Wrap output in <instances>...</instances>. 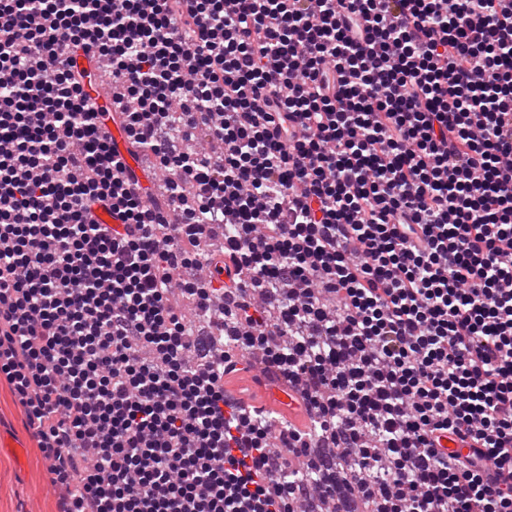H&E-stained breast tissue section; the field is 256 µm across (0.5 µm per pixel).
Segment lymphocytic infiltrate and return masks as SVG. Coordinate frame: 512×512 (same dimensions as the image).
<instances>
[{
    "label": "lymphocytic infiltrate",
    "mask_w": 512,
    "mask_h": 512,
    "mask_svg": "<svg viewBox=\"0 0 512 512\" xmlns=\"http://www.w3.org/2000/svg\"><path fill=\"white\" fill-rule=\"evenodd\" d=\"M0 378L59 512H512V0H0ZM73 63L76 68L87 69L93 77V81L90 84L88 83V85L86 84L84 90L87 92L89 98L94 102L98 111L103 112V109L108 110L110 108L111 98L106 97L102 93L104 78L108 75L110 70L108 62L98 56L91 58V55H82L80 57H76ZM98 121L100 122V125L108 131V133L112 137V141H114L118 145V156L124 163L125 168H138L139 161L137 157L135 155L125 153V148L127 145L125 131L121 127H113L108 121H106V125H104V118L102 113L99 114ZM256 402L266 407L277 406L284 410H288V413H294L298 409V403L286 393L279 389H263L257 388L253 390Z\"/></svg>",
    "instance_id": "f902f5d3"
}]
</instances>
